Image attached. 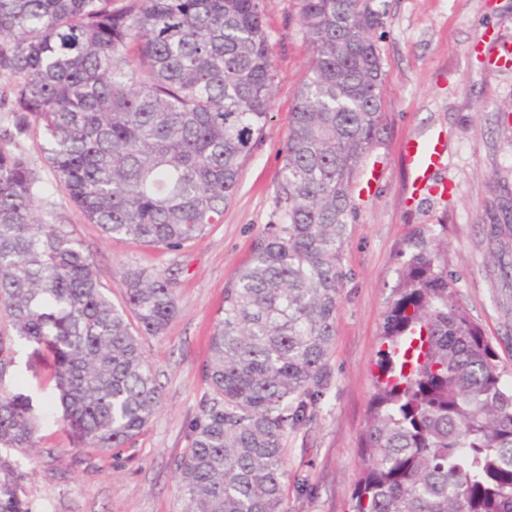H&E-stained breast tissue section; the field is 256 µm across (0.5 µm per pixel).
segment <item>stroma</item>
Segmentation results:
<instances>
[{"mask_svg":"<svg viewBox=\"0 0 512 512\" xmlns=\"http://www.w3.org/2000/svg\"><path fill=\"white\" fill-rule=\"evenodd\" d=\"M375 31L385 79L384 130L360 176L374 178L357 197L342 246L340 303L331 378L311 421L285 438L286 512H349L359 477L360 439L375 392L384 315L399 282L402 254L418 229H439L458 297L512 373V67L473 51L481 31L512 42V0H381ZM276 74L272 118L243 164L224 221L181 251L107 238L56 184L34 133L21 144L42 184L40 210L75 230L114 304L125 296L124 269L175 271L177 314L160 335L142 340L161 388V405L132 445L102 453L75 448L45 362L15 343L0 375V395L29 396L38 416L37 446L6 449L24 475L32 512H181L177 463L207 393L203 366L224 290L247 265L256 241L281 223L277 203L290 112L306 79L312 47L299 0H265ZM440 133L445 164L433 180L446 191L412 198L413 174L398 151L408 137ZM501 225L491 234V225Z\"/></svg>","mask_w":512,"mask_h":512,"instance_id":"1","label":"stroma"}]
</instances>
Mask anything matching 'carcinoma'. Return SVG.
<instances>
[{
	"instance_id": "obj_1",
	"label": "carcinoma",
	"mask_w": 512,
	"mask_h": 512,
	"mask_svg": "<svg viewBox=\"0 0 512 512\" xmlns=\"http://www.w3.org/2000/svg\"><path fill=\"white\" fill-rule=\"evenodd\" d=\"M382 17L374 0H300L313 59L290 112L283 223L224 290L210 395L177 463L183 512H285L284 438L330 380L341 247L382 130ZM0 79V374L17 341L50 357L76 447L121 448L161 404L141 340L175 317V274L128 268L112 304L9 145L42 132L57 186L105 236L184 249L224 223L271 119L263 0H0ZM382 340L351 512H512V379L431 229L408 240ZM35 431L28 398L0 397V447L32 448ZM20 492L0 461V512H31Z\"/></svg>"
}]
</instances>
